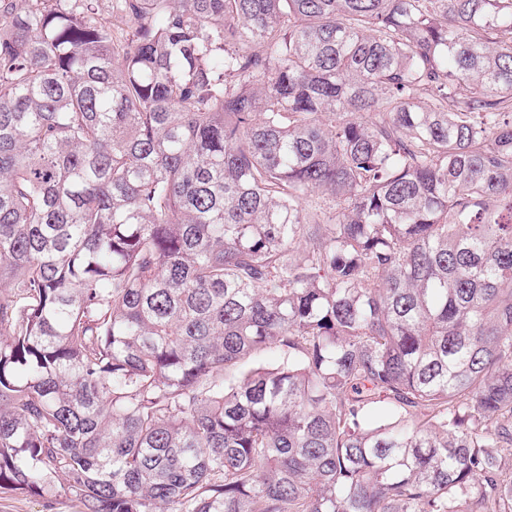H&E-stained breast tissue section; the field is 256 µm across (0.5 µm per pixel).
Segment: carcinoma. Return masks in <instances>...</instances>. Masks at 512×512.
<instances>
[{"instance_id": "obj_1", "label": "carcinoma", "mask_w": 512, "mask_h": 512, "mask_svg": "<svg viewBox=\"0 0 512 512\" xmlns=\"http://www.w3.org/2000/svg\"><path fill=\"white\" fill-rule=\"evenodd\" d=\"M100 2L0 0V492L512 512V0Z\"/></svg>"}]
</instances>
